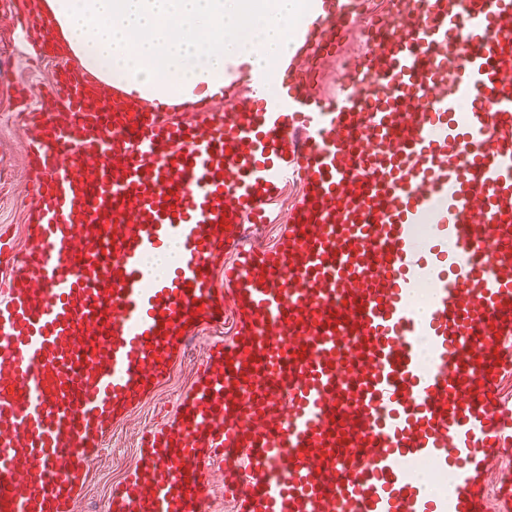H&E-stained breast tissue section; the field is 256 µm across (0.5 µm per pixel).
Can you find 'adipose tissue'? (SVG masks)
<instances>
[{"label": "adipose tissue", "mask_w": 512, "mask_h": 512, "mask_svg": "<svg viewBox=\"0 0 512 512\" xmlns=\"http://www.w3.org/2000/svg\"><path fill=\"white\" fill-rule=\"evenodd\" d=\"M84 72L130 99L190 106L221 96L228 61L275 71L322 0H38Z\"/></svg>", "instance_id": "1"}]
</instances>
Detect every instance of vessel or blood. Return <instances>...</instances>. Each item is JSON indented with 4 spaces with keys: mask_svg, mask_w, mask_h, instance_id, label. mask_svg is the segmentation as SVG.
<instances>
[{
    "mask_svg": "<svg viewBox=\"0 0 512 512\" xmlns=\"http://www.w3.org/2000/svg\"><path fill=\"white\" fill-rule=\"evenodd\" d=\"M362 3L331 0L300 55L188 122L51 73L59 109L23 120L33 230L0 236V512H80L113 420L228 303L233 341L143 434L111 512H206L216 474L239 512H486L482 467L512 457V0H412L318 94L311 64ZM290 180L278 248L241 245ZM409 458L448 470L445 496Z\"/></svg>",
    "mask_w": 512,
    "mask_h": 512,
    "instance_id": "vessel-or-blood-1",
    "label": "vessel or blood"
}]
</instances>
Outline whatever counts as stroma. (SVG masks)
Wrapping results in <instances>:
<instances>
[{"mask_svg":"<svg viewBox=\"0 0 512 512\" xmlns=\"http://www.w3.org/2000/svg\"><path fill=\"white\" fill-rule=\"evenodd\" d=\"M26 8L27 0H0V51L7 55L5 67L0 70V225H7L8 236L19 246L26 241L24 225L31 196L25 176L24 135L15 110L14 89L19 84L41 88L56 66L52 60L39 65L29 61L28 49L35 35L19 32L10 20L12 14ZM302 196L301 184L284 186L279 195L266 204V223L249 225V233L258 243L275 246L291 209ZM235 333V322L230 317L222 324L200 328L170 376L129 416L113 421L112 436L95 459L84 487L83 512H103L113 487L122 481L127 467L137 457L143 430L161 423L179 395L193 385L203 347L212 342H229Z\"/></svg>","mask_w":512,"mask_h":512,"instance_id":"stroma-1","label":"stroma"}]
</instances>
